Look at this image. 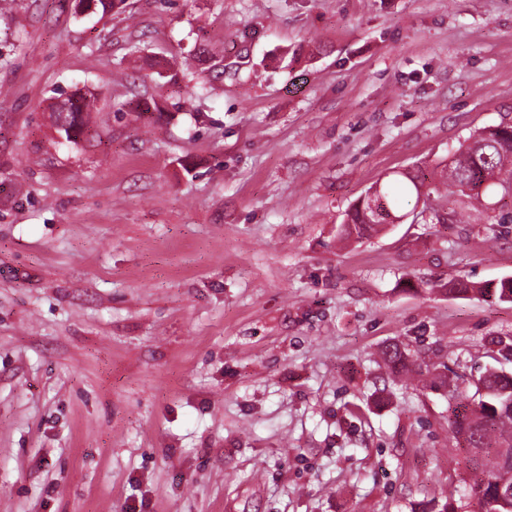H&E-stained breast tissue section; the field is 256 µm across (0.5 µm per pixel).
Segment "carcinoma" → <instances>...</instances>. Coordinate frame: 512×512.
Here are the masks:
<instances>
[{
  "label": "carcinoma",
  "mask_w": 512,
  "mask_h": 512,
  "mask_svg": "<svg viewBox=\"0 0 512 512\" xmlns=\"http://www.w3.org/2000/svg\"><path fill=\"white\" fill-rule=\"evenodd\" d=\"M93 96L73 95L59 98L50 106L52 125L66 141L77 143L91 131ZM444 182L483 206V198L491 188L507 190L512 182V126L502 125L472 134L441 174ZM430 195L426 177L415 171L383 192L387 205L399 213L408 197ZM372 198H359L347 211L344 235L355 240L381 231L380 219ZM454 291L456 296L470 294L496 295L504 298L505 288L470 285L462 280H450L439 291ZM382 356L392 372L401 375L408 370L409 354L394 343L382 350ZM477 391L483 399L477 405L457 411L448 420V430L457 442L482 454L492 448L498 457V470L489 472L485 480L470 485V495L477 498L481 512H512V375L490 367L477 380Z\"/></svg>",
  "instance_id": "cac0c4a2"
}]
</instances>
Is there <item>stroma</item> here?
Masks as SVG:
<instances>
[{"mask_svg": "<svg viewBox=\"0 0 512 512\" xmlns=\"http://www.w3.org/2000/svg\"><path fill=\"white\" fill-rule=\"evenodd\" d=\"M78 91L73 144L48 113ZM506 124L512 0H13L0 512H473L448 418L512 372V301L434 286L512 278V196L474 220L443 184L418 223L340 230ZM392 343L448 386L395 378ZM50 106L49 117L57 132L67 142L77 143L84 134L91 131L92 116L90 107L93 106V96L69 95L62 97ZM372 198L368 195L360 197L347 211L343 222V232L346 238L360 240L381 231V219L371 205Z\"/></svg>", "mask_w": 512, "mask_h": 512, "instance_id": "obj_1", "label": "stroma"}]
</instances>
